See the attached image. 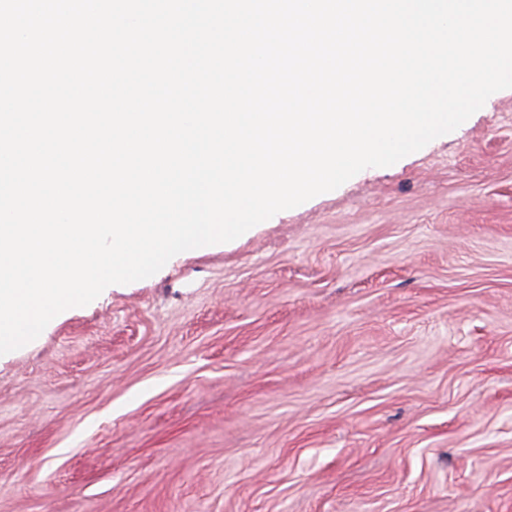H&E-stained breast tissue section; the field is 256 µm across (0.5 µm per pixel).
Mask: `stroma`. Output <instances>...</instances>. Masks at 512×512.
<instances>
[{"instance_id": "stroma-1", "label": "stroma", "mask_w": 512, "mask_h": 512, "mask_svg": "<svg viewBox=\"0 0 512 512\" xmlns=\"http://www.w3.org/2000/svg\"><path fill=\"white\" fill-rule=\"evenodd\" d=\"M0 512H512V89L0 355Z\"/></svg>"}]
</instances>
